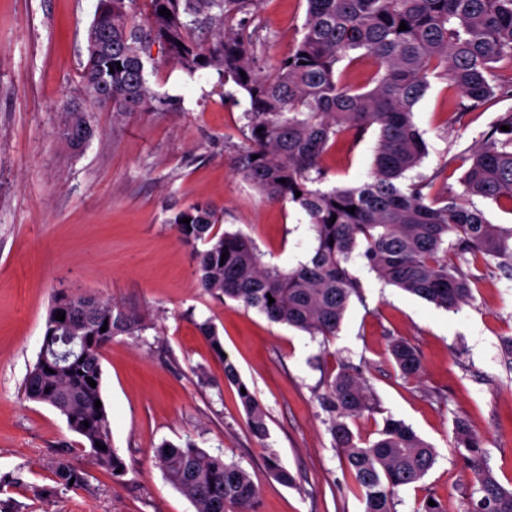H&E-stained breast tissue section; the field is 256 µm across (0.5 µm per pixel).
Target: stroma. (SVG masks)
Here are the masks:
<instances>
[{"label":"stroma","instance_id":"35a3bbf8","mask_svg":"<svg viewBox=\"0 0 512 512\" xmlns=\"http://www.w3.org/2000/svg\"><path fill=\"white\" fill-rule=\"evenodd\" d=\"M98 0H0V488L19 512H194L154 460L163 442L193 441L247 470L260 489L259 512H362L345 488L347 471L318 402L320 385L343 365L362 370L377 409L352 421L375 438L386 418L411 426L437 451L419 483L399 489L397 512L426 496L467 512L472 487L453 449L456 418L481 441L493 476L512 485V275L497 262L460 261L474 281L471 301L446 311L377 279L362 261L360 297L333 341L271 322L255 309L219 302L199 288L192 248L171 223L181 210L210 204L219 231L253 239L265 262L293 268L314 249V233L295 205L262 195L234 161L249 135L248 97L212 70L188 74L153 49L150 109L90 114L91 140L72 149L57 129L67 101L84 95L81 73ZM307 0H260L268 40L258 65L271 74L302 34ZM435 78L416 106L429 154L410 179L446 167L461 192L470 153L508 112L512 99L467 111ZM376 130L344 134L322 159L324 187L358 186L372 169ZM112 299L141 314L142 335L115 336L103 352L102 394L113 446L128 471L114 479L96 466L55 408L27 400L20 386L43 344L58 290ZM212 319L225 358L266 412L268 435L246 425L235 386L197 328ZM403 339L419 352V379L400 375L389 352ZM85 467L88 489L55 481L58 450ZM277 455L294 478L267 469Z\"/></svg>","mask_w":512,"mask_h":512}]
</instances>
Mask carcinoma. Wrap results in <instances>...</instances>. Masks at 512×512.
Here are the masks:
<instances>
[{"mask_svg": "<svg viewBox=\"0 0 512 512\" xmlns=\"http://www.w3.org/2000/svg\"><path fill=\"white\" fill-rule=\"evenodd\" d=\"M131 2L99 0L112 5V52L87 57L82 71L86 99L103 106L110 93L112 111L144 110L154 98L146 62L155 45L191 74L215 69L219 85L230 79L250 99L245 113L249 137L237 157L238 171L269 199L296 204L315 232L309 259L284 270L264 262L251 238L219 233L210 205L178 212L170 223L181 238L205 244L195 253V275L214 298L240 302L327 342L338 334L352 297L360 293L351 272L357 258L389 284L447 311L473 296L456 259L489 257L512 268V226L491 223L463 201L478 196L512 208L511 112L469 158L460 180L462 194L426 192L443 176L446 163L428 178L403 183L405 174L428 155L415 108L431 79L450 83L460 110L512 97V78L498 66H512V0H307L302 37L271 75L261 74L255 56L260 26L248 30L245 18L259 0H144L140 21L127 9ZM163 7L171 17L159 14ZM402 22L407 25L403 31ZM199 29L210 30L212 41H198ZM346 58L351 65L369 62L370 89L362 91L337 76ZM76 110L82 112L86 137L93 133L84 103L71 101L59 128L70 144ZM503 125L511 130H501ZM371 128L378 133L371 179L355 187H322L324 154L346 132L358 136ZM297 191L301 196H295ZM352 206L351 214L347 208ZM184 217L190 223H182ZM450 238L455 242L448 243ZM59 312L65 320L56 319ZM197 327L224 360L228 383L245 386L212 321ZM147 329L139 314L115 301L96 299L85 309L79 297L61 291L49 308L41 351L21 387L26 399L57 409L83 439L89 457L115 479L126 474L127 465L113 448L106 406L95 408V401L103 400L101 360L114 337ZM389 351L403 378L420 376L422 360L414 346L395 340ZM89 378L96 387L87 383ZM323 386L320 405L329 416L334 447L347 463L346 489L361 499L364 512H397L398 489L425 477L436 461L435 449L393 418L384 421L372 442L354 434L349 421L376 409L358 369L344 366ZM239 397L249 430L265 438L264 409L249 391ZM453 447L476 486L469 512H512V488L493 476L479 438L463 419L455 421ZM154 458L195 512H256L259 489L240 465L190 440L183 446L164 442L154 449ZM52 469L56 483L65 488L87 486L86 473L63 456L52 462Z\"/></svg>", "mask_w": 512, "mask_h": 512, "instance_id": "cac0c4a2", "label": "carcinoma"}]
</instances>
